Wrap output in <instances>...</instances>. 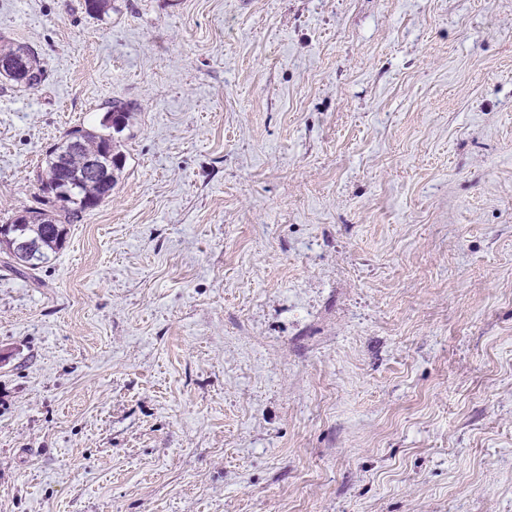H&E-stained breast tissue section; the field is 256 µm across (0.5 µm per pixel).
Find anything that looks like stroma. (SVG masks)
<instances>
[{
	"label": "stroma",
	"mask_w": 512,
	"mask_h": 512,
	"mask_svg": "<svg viewBox=\"0 0 512 512\" xmlns=\"http://www.w3.org/2000/svg\"><path fill=\"white\" fill-rule=\"evenodd\" d=\"M0 224L111 101V198L0 268V512H512V0H0ZM0 55H2L0 56V71L21 70L23 68V61L20 58L6 56L17 55L25 60V68L22 72L13 75H3L5 78H8L7 80L30 89L39 88L46 81L45 70L37 65L34 56L27 47L20 44L5 46L3 49H0ZM129 117L128 106L123 102L114 101L103 118L102 126L112 129L115 133H121L126 128Z\"/></svg>",
	"instance_id": "obj_1"
}]
</instances>
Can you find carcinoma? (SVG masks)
Here are the masks:
<instances>
[{
	"instance_id": "obj_1",
	"label": "carcinoma",
	"mask_w": 512,
	"mask_h": 512,
	"mask_svg": "<svg viewBox=\"0 0 512 512\" xmlns=\"http://www.w3.org/2000/svg\"><path fill=\"white\" fill-rule=\"evenodd\" d=\"M0 55H17L25 60L24 70L8 76V80L30 89H37L46 81L45 70L37 65L27 47L20 44L6 46L0 49ZM129 117L128 106L114 101L103 118L102 126L120 133L126 128ZM112 142L114 138L110 134L75 128L68 131L54 146L46 160L42 191L48 195L47 202L56 204V208L27 209L10 220L13 236L29 240L30 254L22 264L18 257L12 255L11 248H3L0 252L5 255L4 267L24 277L36 279L38 271L49 262L50 255L64 245L66 226L82 213L112 197L118 175L124 168L121 152L112 154V176L109 180H84L77 176L79 158L99 154ZM25 217L30 218L31 223H19Z\"/></svg>"
}]
</instances>
